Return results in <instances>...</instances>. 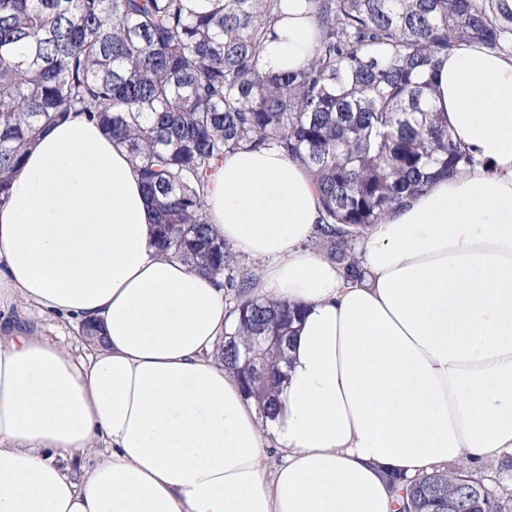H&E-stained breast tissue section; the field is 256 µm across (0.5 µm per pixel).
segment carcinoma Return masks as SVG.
Listing matches in <instances>:
<instances>
[{
  "instance_id": "carcinoma-1",
  "label": "carcinoma",
  "mask_w": 512,
  "mask_h": 512,
  "mask_svg": "<svg viewBox=\"0 0 512 512\" xmlns=\"http://www.w3.org/2000/svg\"><path fill=\"white\" fill-rule=\"evenodd\" d=\"M310 3L308 57L275 72L264 56L282 0H0V204L24 150L73 112L125 144L159 250L235 289L231 341L265 372L224 346L221 359L266 418L298 312L253 294V275L211 229L203 200L216 169L243 148L305 165L321 202L316 245L358 281L361 231L470 161L429 97L439 56L465 43L499 50L512 35L493 0ZM472 485L480 493L465 496ZM401 491L406 512H445L453 495L460 512H512L464 465Z\"/></svg>"
}]
</instances>
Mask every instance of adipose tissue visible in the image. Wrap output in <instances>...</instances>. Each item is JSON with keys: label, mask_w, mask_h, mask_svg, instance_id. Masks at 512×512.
Wrapping results in <instances>:
<instances>
[{"label": "adipose tissue", "mask_w": 512, "mask_h": 512, "mask_svg": "<svg viewBox=\"0 0 512 512\" xmlns=\"http://www.w3.org/2000/svg\"><path fill=\"white\" fill-rule=\"evenodd\" d=\"M282 9L273 70L315 35L309 0ZM432 83L471 163L363 232L360 283L304 248V166L219 165L209 224L261 260L257 293L302 310L263 420L215 355L222 277L157 250L123 146L81 114L43 133L0 204V309L101 339L77 356L0 318V512H396L390 474L512 451V55L459 47Z\"/></svg>", "instance_id": "1"}]
</instances>
